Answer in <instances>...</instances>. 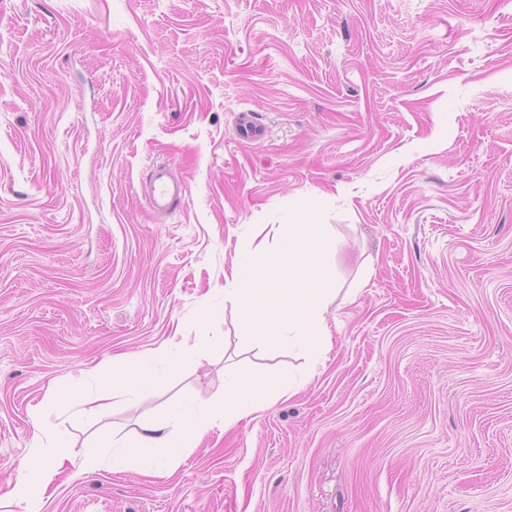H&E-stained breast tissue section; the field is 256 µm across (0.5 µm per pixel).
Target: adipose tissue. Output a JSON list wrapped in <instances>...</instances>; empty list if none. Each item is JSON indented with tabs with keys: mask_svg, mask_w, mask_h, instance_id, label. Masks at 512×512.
Returning a JSON list of instances; mask_svg holds the SVG:
<instances>
[{
	"mask_svg": "<svg viewBox=\"0 0 512 512\" xmlns=\"http://www.w3.org/2000/svg\"><path fill=\"white\" fill-rule=\"evenodd\" d=\"M324 239L319 224H284L277 237L275 254L253 255L247 275L237 277L227 296L236 300L240 319L253 342L259 343L268 356H277L281 342L317 359L331 344L322 324L328 300V270L314 252V244ZM107 384L113 392L133 396L149 391L155 382L152 359H112ZM292 382L272 374L256 380L250 371L234 368L224 374V397L207 416H199L182 401L172 406L170 424L148 423L139 435L141 447L154 454L139 460L144 476L169 474L186 452L215 424L233 423L264 408L268 401L290 394ZM40 436L33 442L34 454L26 468L34 480H21L11 491L12 500L24 503L25 512H40L41 503L59 475L71 451L65 437L42 408H35ZM53 435L52 445L42 438Z\"/></svg>",
	"mask_w": 512,
	"mask_h": 512,
	"instance_id": "1",
	"label": "adipose tissue"
}]
</instances>
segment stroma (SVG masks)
<instances>
[{
	"instance_id": "1",
	"label": "stroma",
	"mask_w": 512,
	"mask_h": 512,
	"mask_svg": "<svg viewBox=\"0 0 512 512\" xmlns=\"http://www.w3.org/2000/svg\"><path fill=\"white\" fill-rule=\"evenodd\" d=\"M308 223L331 346L271 359L224 290ZM154 351L151 392L59 418L87 471L42 512H512V0H0L6 512L47 389ZM236 366L299 390L140 474L141 425ZM151 212L165 215L174 211L186 199V183L173 174L171 166L159 163L139 189Z\"/></svg>"
}]
</instances>
